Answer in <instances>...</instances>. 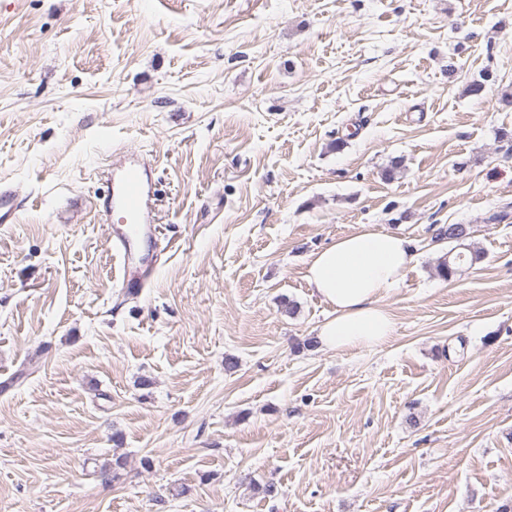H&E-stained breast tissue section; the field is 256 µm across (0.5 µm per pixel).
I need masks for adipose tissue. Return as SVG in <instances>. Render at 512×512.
I'll return each mask as SVG.
<instances>
[{
  "mask_svg": "<svg viewBox=\"0 0 512 512\" xmlns=\"http://www.w3.org/2000/svg\"><path fill=\"white\" fill-rule=\"evenodd\" d=\"M415 253L409 239L361 224L312 254L305 278L333 312L321 325V348L362 351L386 343L394 316L382 299L398 287Z\"/></svg>",
  "mask_w": 512,
  "mask_h": 512,
  "instance_id": "1",
  "label": "adipose tissue"
}]
</instances>
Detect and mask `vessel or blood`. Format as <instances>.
I'll use <instances>...</instances> for the list:
<instances>
[{
    "label": "vessel or blood",
    "instance_id": "b4317fda",
    "mask_svg": "<svg viewBox=\"0 0 512 512\" xmlns=\"http://www.w3.org/2000/svg\"><path fill=\"white\" fill-rule=\"evenodd\" d=\"M154 188L149 168L138 157L126 155L113 161L105 181L100 208L106 221H118L123 229L111 241L122 265L127 288L139 287L140 280L130 266L131 244L151 232Z\"/></svg>",
    "mask_w": 512,
    "mask_h": 512
}]
</instances>
